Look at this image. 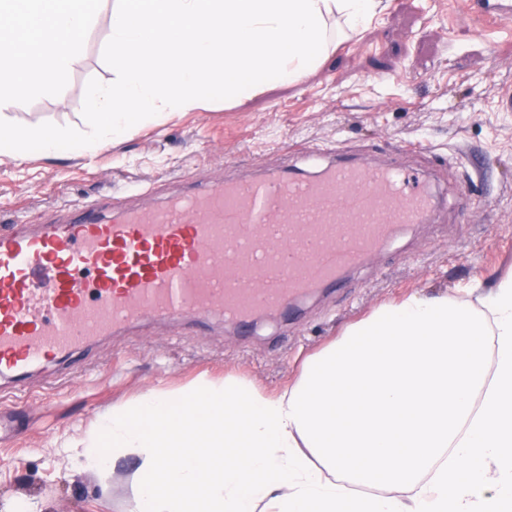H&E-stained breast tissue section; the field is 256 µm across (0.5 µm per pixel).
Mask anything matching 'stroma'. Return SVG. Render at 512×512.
Segmentation results:
<instances>
[{"mask_svg": "<svg viewBox=\"0 0 512 512\" xmlns=\"http://www.w3.org/2000/svg\"><path fill=\"white\" fill-rule=\"evenodd\" d=\"M465 0H382L362 33L340 40L295 87H267L240 102L207 101L143 121L88 155L0 154V221L45 224L127 180L117 208L158 205L189 187L269 170L303 171L311 148L423 175L436 208L399 227L343 287L311 293L293 311L248 329L214 318L194 326L150 317L102 337L80 356L37 365L22 390L0 393L12 429L0 437V506L32 500L40 512H132L128 458L109 476L75 469L53 443L79 437L112 406L152 389L171 392L206 377L238 378L274 393L306 358L382 304L451 294L512 266V22H486ZM112 0H103L73 65L64 99L42 96L9 110L12 122L87 131L90 79L108 84L103 59ZM418 142L423 152L407 153ZM191 181H184V174Z\"/></svg>", "mask_w": 512, "mask_h": 512, "instance_id": "obj_1", "label": "stroma"}]
</instances>
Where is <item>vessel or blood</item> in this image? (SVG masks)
<instances>
[{
	"label": "vessel or blood",
	"instance_id": "b4317fda",
	"mask_svg": "<svg viewBox=\"0 0 512 512\" xmlns=\"http://www.w3.org/2000/svg\"><path fill=\"white\" fill-rule=\"evenodd\" d=\"M512 20V0H470ZM111 195L64 221L0 231V378L160 316L246 325L342 282L432 196L398 166L331 161L314 177L270 171L192 190L159 210L112 211Z\"/></svg>",
	"mask_w": 512,
	"mask_h": 512
}]
</instances>
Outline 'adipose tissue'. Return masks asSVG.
Instances as JSON below:
<instances>
[{
    "label": "adipose tissue",
    "mask_w": 512,
    "mask_h": 512,
    "mask_svg": "<svg viewBox=\"0 0 512 512\" xmlns=\"http://www.w3.org/2000/svg\"><path fill=\"white\" fill-rule=\"evenodd\" d=\"M61 449L136 455L133 512H512V272L380 306L281 392L154 389Z\"/></svg>",
    "instance_id": "obj_1"
}]
</instances>
